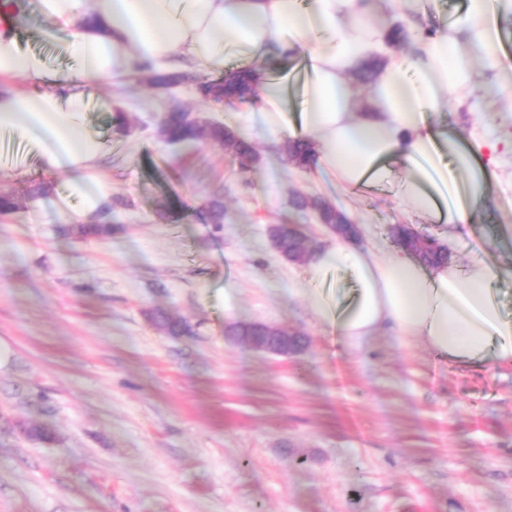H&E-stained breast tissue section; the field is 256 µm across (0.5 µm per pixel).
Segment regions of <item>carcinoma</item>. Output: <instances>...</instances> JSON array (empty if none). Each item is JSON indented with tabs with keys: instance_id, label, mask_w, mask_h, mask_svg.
Wrapping results in <instances>:
<instances>
[{
	"instance_id": "carcinoma-1",
	"label": "carcinoma",
	"mask_w": 512,
	"mask_h": 512,
	"mask_svg": "<svg viewBox=\"0 0 512 512\" xmlns=\"http://www.w3.org/2000/svg\"><path fill=\"white\" fill-rule=\"evenodd\" d=\"M143 69L149 73V83L159 88H167L186 79L184 75L156 72L146 65ZM198 90L204 98L229 106L257 102L254 71L249 67L230 69L216 80L201 81L198 83ZM160 132L163 139L174 146L189 147L202 140L218 143L235 157L244 171L249 170L258 160L257 152L251 143L219 122L198 124L178 104L169 108V112L162 120ZM284 151L287 160L297 166H309L314 159L312 143L305 138L288 141L284 145ZM293 206L299 214L310 209H320L326 224L347 223L345 215L338 213L335 208L317 197L297 193L293 198ZM110 214L111 207L108 206L99 213L94 223L80 225L79 233L85 236L112 233ZM201 219L207 224L224 223V203L218 198L213 199L201 214ZM390 234L397 245L412 250L425 264L434 265L448 259V247L429 234L418 233L400 224L391 227ZM278 239L280 254L284 259L305 261L310 258V242L296 225H278ZM153 321L169 335H177L184 329L183 323L170 319L161 311L154 313Z\"/></svg>"
}]
</instances>
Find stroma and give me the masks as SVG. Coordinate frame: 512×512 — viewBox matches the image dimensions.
<instances>
[{"label":"stroma","mask_w":512,"mask_h":512,"mask_svg":"<svg viewBox=\"0 0 512 512\" xmlns=\"http://www.w3.org/2000/svg\"><path fill=\"white\" fill-rule=\"evenodd\" d=\"M16 26L26 50L71 71L64 34L47 40L34 6ZM229 124L259 158L246 173L208 141L183 151L160 137L172 103ZM123 112L127 133L113 116ZM464 134L498 146L493 203L466 233L411 214L393 187L343 194L284 160V138L209 104L193 82L157 89L119 73L86 120L107 153L113 195L105 237L61 230L54 203L69 175L15 142L0 167L20 210L0 216V512H512V365L442 361L383 331L354 350L315 322L306 264L268 236L294 215V192L319 196L390 250L407 224L444 240L453 261L481 253L512 265V112L473 96L448 106ZM44 182L36 200L26 191ZM222 195L224 221L197 214ZM161 310L185 321L170 336ZM238 321L305 336L288 358L224 334ZM34 426L52 438L30 437Z\"/></svg>","instance_id":"1"}]
</instances>
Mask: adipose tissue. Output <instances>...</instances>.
Segmentation results:
<instances>
[{
    "label": "adipose tissue",
    "instance_id": "obj_1",
    "mask_svg": "<svg viewBox=\"0 0 512 512\" xmlns=\"http://www.w3.org/2000/svg\"><path fill=\"white\" fill-rule=\"evenodd\" d=\"M45 36L67 34L72 72L48 74L44 58L21 49L12 0H0V132L25 141L54 169L70 175L79 209L64 219L83 224L107 203L110 188L96 178L105 147L85 119L92 90L113 74L148 64L156 70L217 71L228 60L264 57L271 44L298 59L308 79L292 110L283 80L259 79L253 112L269 131L313 137L316 173L333 176L345 192L394 183L407 209L429 222L467 224L491 202L483 150L488 136L464 137L431 117L474 89V61L496 80L483 88L512 112V57L500 20L512 0H467L462 19L424 41L420 53L392 54L384 28L359 23L364 0H36ZM384 56L375 99L365 112L348 74ZM15 80L44 81L28 93ZM354 283L349 301L323 290L332 270ZM310 309L322 329L352 349L387 327L422 341L436 355L461 363L512 365V321L492 287L512 268L476 257L469 263L426 266L403 248L392 253L338 239L309 260Z\"/></svg>",
    "mask_w": 512,
    "mask_h": 512
}]
</instances>
